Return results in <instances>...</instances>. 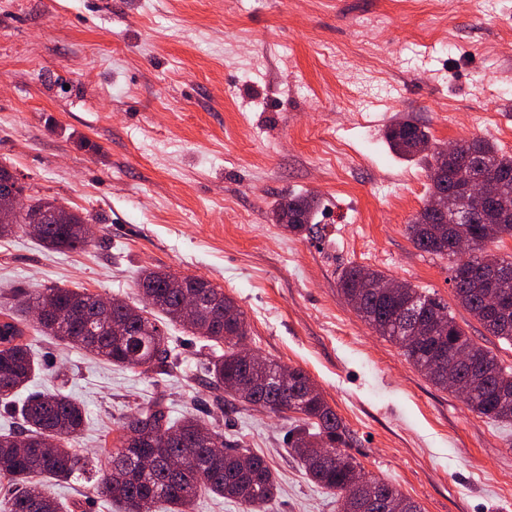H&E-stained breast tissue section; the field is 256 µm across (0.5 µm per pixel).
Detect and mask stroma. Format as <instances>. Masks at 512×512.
I'll use <instances>...</instances> for the list:
<instances>
[{"label": "stroma", "mask_w": 512, "mask_h": 512, "mask_svg": "<svg viewBox=\"0 0 512 512\" xmlns=\"http://www.w3.org/2000/svg\"><path fill=\"white\" fill-rule=\"evenodd\" d=\"M0 0V164L27 194L86 217L83 250L0 238V311L18 289L86 290L138 305L142 270L200 276L232 296L248 348L303 369L369 475L422 512H512V424L472 412L376 334L338 290L351 265L433 294L512 367V343L458 305L448 259L406 226L427 197L423 158L392 152L409 116L436 144L481 138L512 155V0ZM291 193L320 205L311 232L273 218ZM164 372L116 365L36 331L28 392L60 389L96 459L136 405L162 399L264 456L270 512H338L288 451L296 416L230 406L209 349L183 326ZM62 512H117L85 476L47 481Z\"/></svg>", "instance_id": "obj_1"}]
</instances>
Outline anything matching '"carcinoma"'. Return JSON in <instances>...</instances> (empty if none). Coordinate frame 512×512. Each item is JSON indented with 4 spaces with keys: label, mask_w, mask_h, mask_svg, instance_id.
Masks as SVG:
<instances>
[{
    "label": "carcinoma",
    "mask_w": 512,
    "mask_h": 512,
    "mask_svg": "<svg viewBox=\"0 0 512 512\" xmlns=\"http://www.w3.org/2000/svg\"><path fill=\"white\" fill-rule=\"evenodd\" d=\"M386 139L391 149L407 158L419 154L417 143L429 140L428 133L412 119L390 126ZM456 158L441 161L433 153L428 163V197L448 193L447 215L422 208L407 224L409 238L420 251L448 257L451 281L461 306L494 336L512 342V314L493 319L484 297L489 283L479 269L487 261L512 267V257L493 252L503 236H512V155L503 153L487 140H461ZM483 169L500 183L499 199L472 204L466 223L454 224L453 209L465 185L463 170ZM28 206L10 224H0V238L16 227L26 229L45 248L56 251L84 249L92 242L91 229L80 214L47 198L28 196ZM319 207L311 194H292L273 208L283 228L302 234L311 229ZM468 239L473 269L459 271L455 241ZM171 273L146 269L137 282L145 301L140 308L125 301L103 307V297L71 288H44L24 293L15 303L25 313L34 306L46 311L33 320L44 336L78 346L117 365L164 371L172 364L168 337L158 320L147 317L152 310L211 342L208 367L211 388L224 392L225 401L255 411L300 415L288 434V448L300 461L314 484L338 492L339 512H359L353 483L361 476L370 485L373 507L369 512H422L420 505L395 485L366 474L360 464L344 452L352 441L350 431L321 393H310V378L301 368H288V386L266 383L283 368L275 360L253 364L242 357L240 345L248 336V323L237 302L210 282L182 277V287L172 288ZM390 281L383 273L349 266L339 277V291L356 314L378 335L397 345L406 359L438 388L463 387V400L471 411L494 421L512 423V370L504 367L489 350L477 345L455 323L447 307L408 282ZM190 293L206 307L193 317L181 306ZM36 370L31 344L14 314L6 311L0 321V403L8 405L25 387ZM24 428L0 433V479L15 491L0 502V512H60L59 505L44 490L47 479L67 480L85 471L86 461L69 441L84 423L81 404L61 392L30 396L20 409ZM120 446L106 456L107 466L97 470L94 489L98 496L120 506L119 512H155L161 503L171 512H187L197 493L234 499L247 512H266L276 493L274 474L263 457L247 448L224 446V434L200 418L189 415L179 422L169 418L161 404L137 408L121 425ZM182 468L170 470L169 459Z\"/></svg>",
    "instance_id": "1"
}]
</instances>
